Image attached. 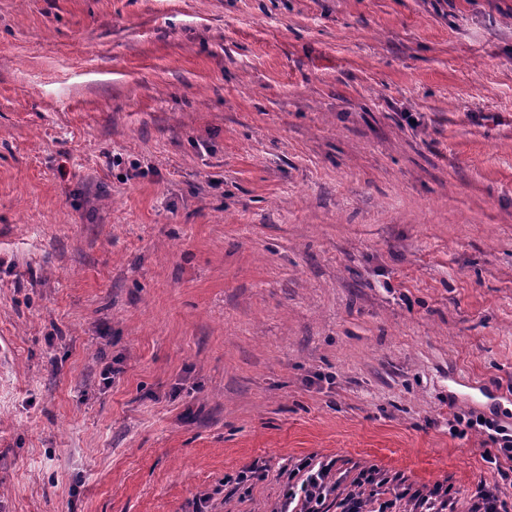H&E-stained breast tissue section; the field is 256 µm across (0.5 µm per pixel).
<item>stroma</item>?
<instances>
[{"instance_id":"obj_1","label":"stroma","mask_w":512,"mask_h":512,"mask_svg":"<svg viewBox=\"0 0 512 512\" xmlns=\"http://www.w3.org/2000/svg\"><path fill=\"white\" fill-rule=\"evenodd\" d=\"M470 412L512 0H0V512H273L305 456L512 512ZM504 502L500 500L498 485L490 486L480 481L468 501L467 512H505Z\"/></svg>"}]
</instances>
